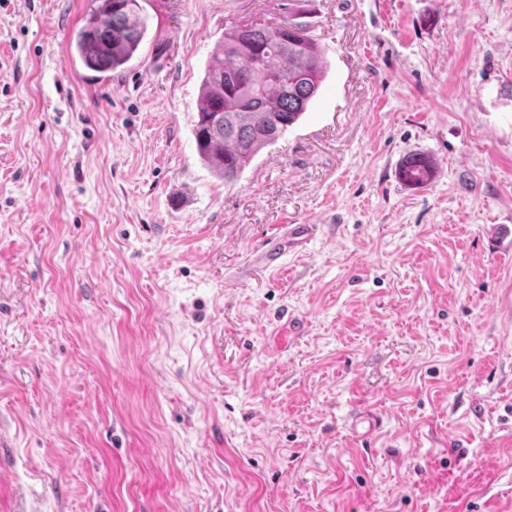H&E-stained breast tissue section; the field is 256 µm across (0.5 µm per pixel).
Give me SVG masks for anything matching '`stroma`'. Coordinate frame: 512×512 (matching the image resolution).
<instances>
[{"instance_id": "1", "label": "stroma", "mask_w": 512, "mask_h": 512, "mask_svg": "<svg viewBox=\"0 0 512 512\" xmlns=\"http://www.w3.org/2000/svg\"><path fill=\"white\" fill-rule=\"evenodd\" d=\"M139 2L95 79V0H0V512H512V0ZM284 18L320 91L224 183L204 71ZM76 35V50L84 65L108 73L137 54L148 23L138 0H98ZM402 170L407 183L423 185L429 181L430 167L423 157L413 155L407 158L403 163Z\"/></svg>"}]
</instances>
